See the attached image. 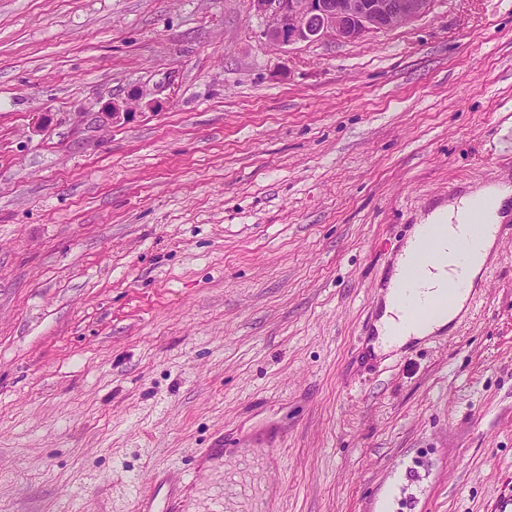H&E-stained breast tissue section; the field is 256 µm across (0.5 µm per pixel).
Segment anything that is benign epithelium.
<instances>
[{
  "instance_id": "1",
  "label": "benign epithelium",
  "mask_w": 512,
  "mask_h": 512,
  "mask_svg": "<svg viewBox=\"0 0 512 512\" xmlns=\"http://www.w3.org/2000/svg\"><path fill=\"white\" fill-rule=\"evenodd\" d=\"M277 46L332 36L353 41L369 30H387L424 14L431 0H252ZM157 101L142 92L114 98L91 121L103 128L128 118L133 108L153 110Z\"/></svg>"
}]
</instances>
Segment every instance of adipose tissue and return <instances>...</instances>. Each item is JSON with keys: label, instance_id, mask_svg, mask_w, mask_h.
<instances>
[{"label": "adipose tissue", "instance_id": "ef3b65f1", "mask_svg": "<svg viewBox=\"0 0 512 512\" xmlns=\"http://www.w3.org/2000/svg\"><path fill=\"white\" fill-rule=\"evenodd\" d=\"M511 198L512 186L488 185L435 209L426 216L425 221L437 225L442 250L452 251L456 249L459 240L466 234L468 225L501 223L503 208ZM419 236L420 233L416 230L408 236L397 257L393 274L389 280L390 287L383 294V313L377 324L378 336L373 343L375 353H386L402 347L407 342L434 334L449 324L468 301V291H461L456 294L447 309L436 313L423 327L408 329L403 337L387 340V329L397 314L393 287L403 280L408 259L419 245Z\"/></svg>", "mask_w": 512, "mask_h": 512}]
</instances>
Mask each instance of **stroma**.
I'll return each instance as SVG.
<instances>
[{"mask_svg": "<svg viewBox=\"0 0 512 512\" xmlns=\"http://www.w3.org/2000/svg\"><path fill=\"white\" fill-rule=\"evenodd\" d=\"M499 183L512 0L283 48L252 0H0V512H488L512 232L448 329L370 343L414 225ZM147 95L143 92H133L131 95L122 98H113L112 102L103 110L102 112H97L92 114L91 121L98 128L106 127L107 124L112 123L116 124L121 122V120L125 121L132 113L134 107L133 104L138 109H148L153 110L157 106V101L152 99H147ZM159 489L150 498L143 499L138 503L137 510L139 512H172L175 508V502L179 496V491L175 487H171L163 498L158 499Z\"/></svg>", "mask_w": 512, "mask_h": 512, "instance_id": "35a3bbf8", "label": "stroma"}]
</instances>
